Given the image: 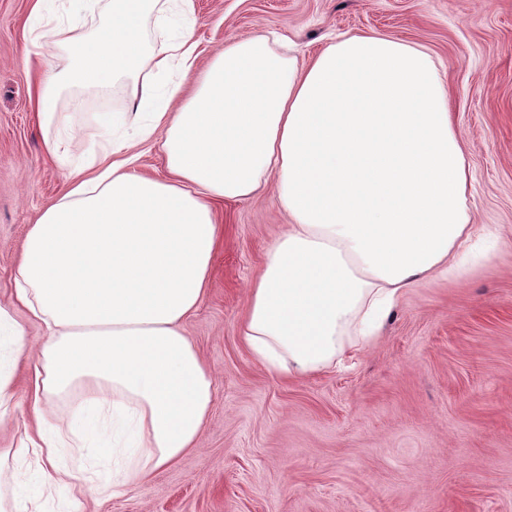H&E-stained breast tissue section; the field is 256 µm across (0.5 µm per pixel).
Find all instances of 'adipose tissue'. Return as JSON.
Masks as SVG:
<instances>
[{"label":"adipose tissue","mask_w":512,"mask_h":512,"mask_svg":"<svg viewBox=\"0 0 512 512\" xmlns=\"http://www.w3.org/2000/svg\"><path fill=\"white\" fill-rule=\"evenodd\" d=\"M47 2L32 0L27 38L63 47L69 67L35 78L42 122L57 120L63 83L96 94L123 80L133 92L122 120L136 137L114 142L110 162L74 178L30 225L0 305V348L29 355L36 416L23 447L0 448L13 512L81 487L120 491L198 448L213 377L184 324L207 293L214 200L270 184L288 216L238 325L254 360L288 378L371 342L409 289L453 272L472 236L467 154L424 47L350 35L302 66L257 35L225 42L199 71L190 34L158 54L147 46L160 0H111L93 35L76 19L51 21ZM175 67L193 76L192 92L182 80L158 88ZM154 140L163 180L129 170ZM27 320L45 325L39 343ZM105 429L119 478L78 484L57 455L87 451Z\"/></svg>","instance_id":"1"}]
</instances>
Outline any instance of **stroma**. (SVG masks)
Returning <instances> with one entry per match:
<instances>
[{"mask_svg":"<svg viewBox=\"0 0 512 512\" xmlns=\"http://www.w3.org/2000/svg\"><path fill=\"white\" fill-rule=\"evenodd\" d=\"M30 0H0V302L26 232L123 128L127 83L60 95L67 154L43 150L24 56L41 69L63 48L30 47ZM187 28L205 66L232 38L274 32L309 62L339 34L383 33L425 46L449 79L467 150L473 238L458 273L411 288L345 368L288 379L237 336L249 285L288 217L273 188L221 200L207 294L186 321L213 373L197 450L126 494L46 501L45 512H512V0H194ZM0 447L35 426L28 365L12 373Z\"/></svg>","mask_w":512,"mask_h":512,"instance_id":"1","label":"stroma"}]
</instances>
